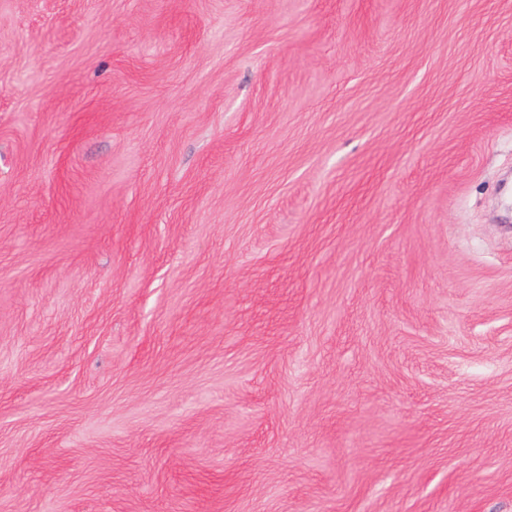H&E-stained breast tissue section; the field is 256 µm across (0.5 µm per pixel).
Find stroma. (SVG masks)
I'll return each instance as SVG.
<instances>
[{"mask_svg": "<svg viewBox=\"0 0 512 512\" xmlns=\"http://www.w3.org/2000/svg\"><path fill=\"white\" fill-rule=\"evenodd\" d=\"M0 512H512V0H0Z\"/></svg>", "mask_w": 512, "mask_h": 512, "instance_id": "35a3bbf8", "label": "stroma"}]
</instances>
